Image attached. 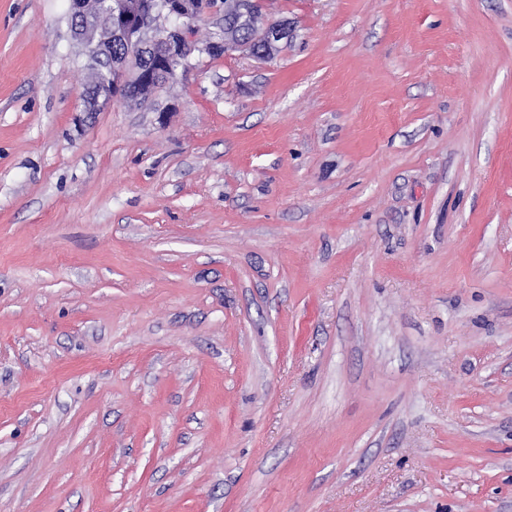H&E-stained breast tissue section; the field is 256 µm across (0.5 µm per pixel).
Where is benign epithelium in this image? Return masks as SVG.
<instances>
[{
	"label": "benign epithelium",
	"mask_w": 512,
	"mask_h": 512,
	"mask_svg": "<svg viewBox=\"0 0 512 512\" xmlns=\"http://www.w3.org/2000/svg\"><path fill=\"white\" fill-rule=\"evenodd\" d=\"M217 14L248 22L263 38L268 58L292 32L285 21L265 19L264 0H70L72 36L99 61L80 94L83 111L112 102L147 104L194 54L244 48L235 28L225 26L217 38L195 42V24Z\"/></svg>",
	"instance_id": "7a95c632"
}]
</instances>
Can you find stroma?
Listing matches in <instances>:
<instances>
[{
	"label": "stroma",
	"mask_w": 512,
	"mask_h": 512,
	"mask_svg": "<svg viewBox=\"0 0 512 512\" xmlns=\"http://www.w3.org/2000/svg\"><path fill=\"white\" fill-rule=\"evenodd\" d=\"M268 15L88 115L0 0V512H512V0Z\"/></svg>",
	"instance_id": "stroma-1"
}]
</instances>
